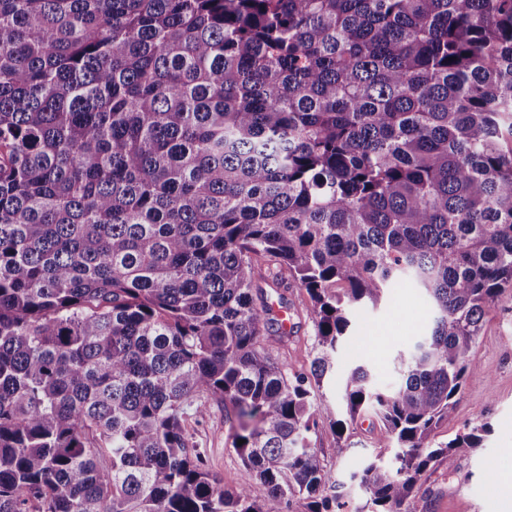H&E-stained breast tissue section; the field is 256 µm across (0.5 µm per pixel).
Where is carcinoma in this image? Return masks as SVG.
Wrapping results in <instances>:
<instances>
[{
  "label": "carcinoma",
  "instance_id": "1",
  "mask_svg": "<svg viewBox=\"0 0 512 512\" xmlns=\"http://www.w3.org/2000/svg\"><path fill=\"white\" fill-rule=\"evenodd\" d=\"M404 279L432 326L333 422L396 449L351 475L370 512L481 445L434 433L512 288V0H0V512H340L312 389ZM210 400L233 489L187 429ZM270 275L266 282L260 285L264 289V297L270 303L279 301L280 294H283L284 300L288 302V310L291 308V316L288 310L279 309L278 313L283 327L290 332L295 323V332L288 339V345L281 346L274 350L281 360L288 364V370L291 372L308 369L310 362L315 355L314 351V327L312 319L307 315L306 305L308 297L303 288H299L294 282L288 281V289L282 285L276 284Z\"/></svg>",
  "mask_w": 512,
  "mask_h": 512
}]
</instances>
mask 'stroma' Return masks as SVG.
Wrapping results in <instances>:
<instances>
[{"label":"stroma","mask_w":512,"mask_h":512,"mask_svg":"<svg viewBox=\"0 0 512 512\" xmlns=\"http://www.w3.org/2000/svg\"><path fill=\"white\" fill-rule=\"evenodd\" d=\"M267 301L285 299L295 323V332L277 354L289 371L308 369L315 355L314 327L306 312L308 297L296 284L281 286L263 282ZM433 318L432 305L421 288L403 281L391 289L389 298L377 308L357 311L351 338L336 353V373L317 391V398L336 405L343 393V374L360 364L370 370L375 385L391 389L400 381L399 359L414 351ZM476 367L466 377L460 401L448 422L442 423L435 439L445 442L476 425L489 428L482 448L458 460L455 471L440 466L421 480L411 512H495L498 499L495 475L512 467V292L486 315L481 337L473 349ZM191 432L203 451L208 468L225 485H237L242 463L233 450L224 425V414L215 403ZM315 449L333 481L344 486L342 512H354L366 493L349 477L364 460L378 455L376 435L367 426L336 436L331 422H324Z\"/></svg>","instance_id":"1"}]
</instances>
